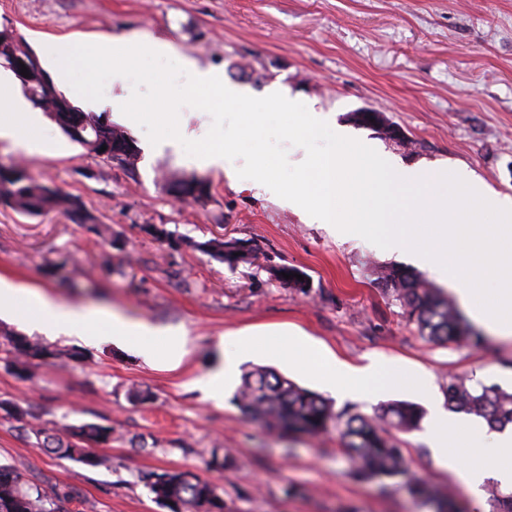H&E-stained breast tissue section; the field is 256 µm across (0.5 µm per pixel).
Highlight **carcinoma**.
Returning <instances> with one entry per match:
<instances>
[{
	"mask_svg": "<svg viewBox=\"0 0 512 512\" xmlns=\"http://www.w3.org/2000/svg\"><path fill=\"white\" fill-rule=\"evenodd\" d=\"M27 52L23 38L12 33L0 41V60ZM22 92L34 107L45 112L73 143L88 154L112 161V139L120 138L133 151L126 166L134 167L139 149L136 142L101 115L77 110V106L55 85L42 90L39 73L19 76ZM355 119L382 127L395 140L402 137L399 128L385 121L380 112H356ZM83 123L81 132L73 131L68 123ZM106 150H101V147ZM0 206L8 207L28 217L59 213L80 224L83 231L101 238L112 247L121 242L112 236V229L99 222L82 199L37 179L24 163L16 164V172H0ZM149 233L171 250L183 245L207 254L230 268L250 263L258 253L255 245L244 246L239 240L211 238L194 241L177 237L165 226L151 225ZM302 274L296 267L281 266L275 276L302 291L309 287L308 279H286L282 273ZM384 292L397 301L404 313L427 341L446 346L465 342L471 346L481 343L482 337L468 327L460 312L441 297L415 272L391 268L382 277ZM78 351L64 352L33 341L9 329H0V361L18 377L28 376L31 360L56 361L64 357L76 359ZM448 409L479 417L492 429L512 424V392L498 385H485L469 376H452L447 387ZM236 400L243 414L256 420L281 437L305 435L316 437L330 426H342V452L351 462V475L359 481L393 479L405 485L409 494L433 505L434 512H461L451 492H439L412 470L396 434L417 428L424 416L423 408L413 402L395 401L380 407L374 414L344 410L333 411L328 399L297 385L284 375L255 367L242 376ZM0 410L17 423V430L37 448L89 467L102 463L92 448L112 443V426L101 422H83L66 426L61 433L42 421L36 406H21L0 402ZM142 481L156 502L169 512H224V499L208 480L190 471L148 472ZM493 512H512V493L505 494L494 483L486 487ZM0 512H72L69 498L49 485L32 481L25 470L15 463H0Z\"/></svg>",
	"mask_w": 512,
	"mask_h": 512,
	"instance_id": "obj_1",
	"label": "carcinoma"
}]
</instances>
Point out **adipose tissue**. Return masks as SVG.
Instances as JSON below:
<instances>
[{"mask_svg":"<svg viewBox=\"0 0 512 512\" xmlns=\"http://www.w3.org/2000/svg\"><path fill=\"white\" fill-rule=\"evenodd\" d=\"M100 55L112 58V79L123 81L126 66L142 54L165 55L171 46L164 39L151 35H101L91 44ZM43 123L41 113L29 108L19 95L0 96V139H5L28 152H38L42 144L37 133ZM37 313L21 316V324L52 337H67L85 342H109L135 352L146 363H154L157 352L154 341L163 336V329L122 314L74 308L57 304L47 298L36 300ZM225 357L220 365L197 386L211 397L224 396V386L233 379L243 353L254 351L273 352L293 359L298 366L318 377L325 388L335 396L370 399L386 388L409 383L414 389L425 392L430 378L421 374L405 377L393 364L376 361L364 367H355L325 355L313 347L299 333L275 330L260 334L242 331L222 336ZM484 427L449 418L441 412L434 416L428 429L433 456L443 470L472 494H480L487 479L493 478L502 485L512 487V427L495 433L491 446H484ZM482 445L479 457L471 458L458 448L460 441Z\"/></svg>","mask_w":512,"mask_h":512,"instance_id":"adipose-tissue-1","label":"adipose tissue"}]
</instances>
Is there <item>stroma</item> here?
Here are the masks:
<instances>
[{"label":"stroma","instance_id":"35a3bbf8","mask_svg":"<svg viewBox=\"0 0 512 512\" xmlns=\"http://www.w3.org/2000/svg\"><path fill=\"white\" fill-rule=\"evenodd\" d=\"M3 23L42 61L63 39L162 37L173 60L188 57L220 71L253 97H295L400 166L443 162L512 197V0H0ZM69 69L91 97L121 92L112 83L111 60L95 58L83 45ZM365 109L383 112L404 141L358 123L354 114ZM108 115L136 142L135 169L85 154L49 120L39 133L42 152L26 154L0 140V163L27 162L42 182L80 196L124 248L85 235L59 215L30 218L0 207V278L62 305L182 329L185 355L170 368V343L159 339L160 362L152 367L108 342L61 338L53 348L81 351L84 362L36 363L25 380L0 366V400L34 403L51 425L103 417L114 429L111 444L97 450L101 465L91 468L33 447L15 421L0 416V462L23 463L29 478L85 500L84 512H168L141 477L182 470L212 482L224 512H429L400 484L353 479L337 430L317 440L282 438L244 417L235 399L238 379L220 406L193 382L222 361L217 342L224 333L288 327L347 364L379 358L407 374L431 375L427 393L396 385L374 401L334 400L335 410L370 415L380 404L409 400L430 413L447 408L453 375L512 390V338L479 323L481 347L427 343L380 285L390 268L417 269L409 252L305 223L280 200L200 167L182 146L151 152L145 131L120 108ZM191 176L207 181L208 197L175 203L166 184ZM149 224L197 241H250L262 255L257 264L232 270L188 247L169 252L146 233ZM282 265L304 271L310 288L302 292L277 280L273 272ZM420 272L457 303L434 273ZM255 366L323 390L292 362L263 352L242 357L237 371ZM133 388L151 391L153 402L132 404ZM143 440L148 448H140ZM398 440L435 487L452 488L468 512H492L488 500L474 502L436 467L422 430ZM215 451L227 458L220 472L206 467Z\"/></svg>","mask_w":512,"mask_h":512}]
</instances>
